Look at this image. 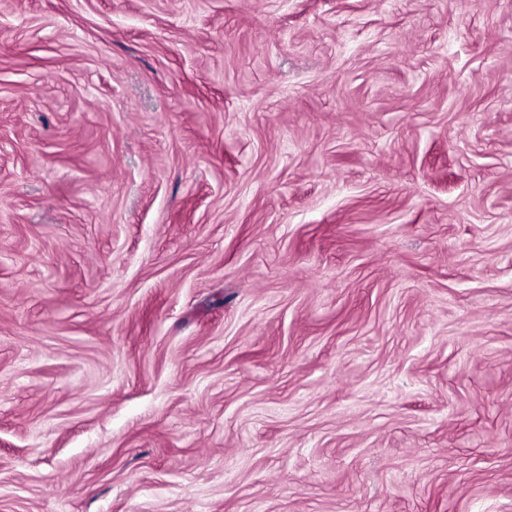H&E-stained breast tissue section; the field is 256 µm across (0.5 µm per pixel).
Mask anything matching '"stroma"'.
Instances as JSON below:
<instances>
[{"instance_id":"stroma-1","label":"stroma","mask_w":512,"mask_h":512,"mask_svg":"<svg viewBox=\"0 0 512 512\" xmlns=\"http://www.w3.org/2000/svg\"><path fill=\"white\" fill-rule=\"evenodd\" d=\"M0 512H512V0H0Z\"/></svg>"}]
</instances>
